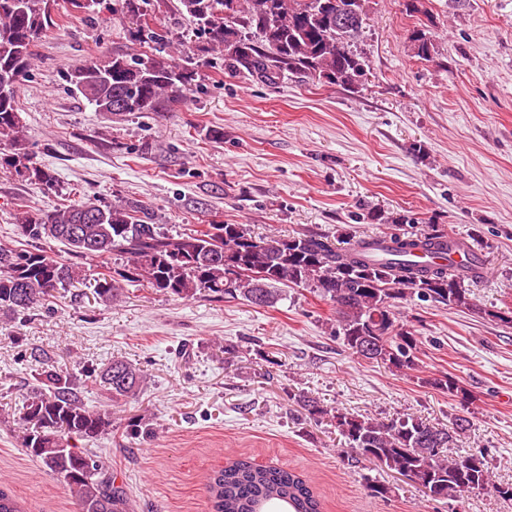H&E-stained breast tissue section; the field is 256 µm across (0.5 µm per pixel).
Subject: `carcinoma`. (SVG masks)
Wrapping results in <instances>:
<instances>
[{
    "mask_svg": "<svg viewBox=\"0 0 512 512\" xmlns=\"http://www.w3.org/2000/svg\"><path fill=\"white\" fill-rule=\"evenodd\" d=\"M57 0H0V165L30 182L50 186L55 174L43 168L28 146L18 107V87L32 67L34 48L56 22ZM77 14L108 11L127 28L140 50L115 53L107 61H89L66 71L65 81L95 111L106 115L162 112L186 97L202 79L201 57L217 51L224 70L268 84L285 77L306 83L359 88L369 60L358 50L366 20L364 0H66ZM175 12L194 24L198 43L173 40L157 27L159 15ZM415 54L428 58L433 43L425 30L411 33ZM18 230L28 248L0 244V311L25 315L45 305L53 293L86 279L83 262L103 272L94 279L96 294L117 299L123 283L146 286L180 298L204 294L217 300L242 299L270 306L281 287L308 288L336 308L333 335L353 354L380 361L397 371L416 367L417 336L397 324L400 300L416 298L472 309L465 283L484 278V264L472 253L466 263L419 264L413 256L460 250L463 244L445 229H401L384 237H348L338 248L312 233L256 235L247 224L214 222L173 232L156 223L153 212L131 201L73 203L45 215L27 214ZM50 241L67 247L68 257L49 253ZM123 265L112 268V255ZM112 400L137 397L143 370L114 359L98 375ZM39 385L24 400V448L70 492L76 512H128L123 487L115 485L101 457L71 444L112 431L106 412L92 411L63 370L38 373ZM425 383L470 403L472 396L455 379L442 375ZM298 403L309 418L329 419L355 458L378 463L433 500L485 488L512 500V484L493 480L488 454L448 455L463 419L439 427L407 415L388 423L331 411L315 399ZM211 512H270L281 503L286 512H321V503L303 475L247 459L225 462L207 481Z\"/></svg>",
    "mask_w": 512,
    "mask_h": 512,
    "instance_id": "cac0c4a2",
    "label": "carcinoma"
}]
</instances>
